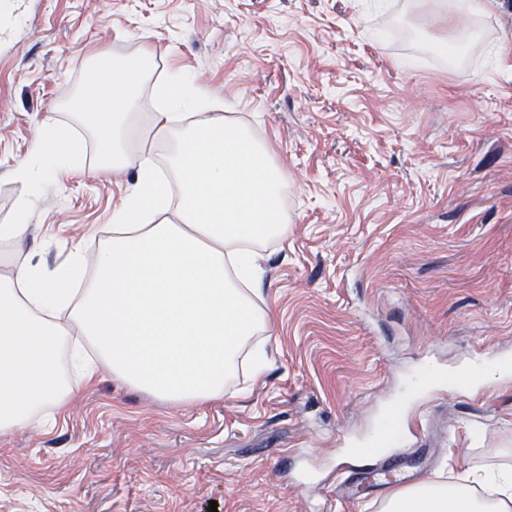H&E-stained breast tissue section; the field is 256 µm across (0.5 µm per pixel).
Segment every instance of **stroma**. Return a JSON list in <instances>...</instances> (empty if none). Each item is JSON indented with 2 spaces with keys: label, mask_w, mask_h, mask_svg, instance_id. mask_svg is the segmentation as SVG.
<instances>
[{
  "label": "stroma",
  "mask_w": 512,
  "mask_h": 512,
  "mask_svg": "<svg viewBox=\"0 0 512 512\" xmlns=\"http://www.w3.org/2000/svg\"><path fill=\"white\" fill-rule=\"evenodd\" d=\"M0 44V224L28 186L15 165L45 117L82 168L46 183L32 226L0 246V277L87 257L132 171L98 168L101 136L68 110L95 64L149 56L130 154L163 161L152 90L174 72L264 146L285 179L288 239L259 246L272 363L240 395L174 406L101 369L41 426L0 436V512H380L330 492L350 448L403 414L393 449L425 440L423 476L461 480L512 449V374L409 389L512 359V0L460 39L427 0H29Z\"/></svg>",
  "instance_id": "1"
}]
</instances>
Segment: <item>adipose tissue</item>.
<instances>
[{
    "label": "adipose tissue",
    "mask_w": 512,
    "mask_h": 512,
    "mask_svg": "<svg viewBox=\"0 0 512 512\" xmlns=\"http://www.w3.org/2000/svg\"><path fill=\"white\" fill-rule=\"evenodd\" d=\"M149 67L145 56L96 66L70 103L101 135V167L135 176L92 277L76 241L55 274L28 263L0 279V435L32 426L42 409L64 410L102 365L123 385L202 406L223 397L241 367L256 375L269 361L256 246L288 239L282 174L237 123L204 116L205 91L179 72L154 88L163 106L155 134L171 145L166 165L129 154L124 130ZM79 164L69 128L48 119L36 154L13 175L34 191ZM382 512H512V465L393 490Z\"/></svg>",
    "instance_id": "1"
}]
</instances>
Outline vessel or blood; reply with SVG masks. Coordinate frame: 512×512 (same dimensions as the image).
I'll return each mask as SVG.
<instances>
[{"instance_id": "1", "label": "vessel or blood", "mask_w": 512, "mask_h": 512, "mask_svg": "<svg viewBox=\"0 0 512 512\" xmlns=\"http://www.w3.org/2000/svg\"><path fill=\"white\" fill-rule=\"evenodd\" d=\"M25 20L22 0H0V38H8L11 32L22 27ZM417 460L414 454L396 455L375 466L369 459H359L352 474L342 480L337 489L343 500H361L370 489L397 485L411 481Z\"/></svg>"}]
</instances>
